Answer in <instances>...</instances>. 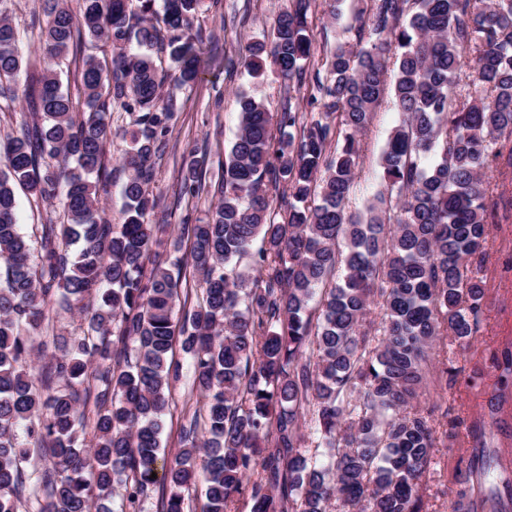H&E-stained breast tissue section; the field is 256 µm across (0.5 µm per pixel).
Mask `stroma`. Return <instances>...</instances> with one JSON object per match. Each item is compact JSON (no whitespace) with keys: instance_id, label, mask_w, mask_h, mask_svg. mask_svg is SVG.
<instances>
[{"instance_id":"35a3bbf8","label":"stroma","mask_w":512,"mask_h":512,"mask_svg":"<svg viewBox=\"0 0 512 512\" xmlns=\"http://www.w3.org/2000/svg\"><path fill=\"white\" fill-rule=\"evenodd\" d=\"M368 2L341 0L342 16L336 21L330 19L324 4H317L309 30L313 46L332 47L348 40L346 26L354 12L366 7ZM287 5L288 0H219L218 5H204L199 16L204 70L195 86L178 97L177 119L152 186L160 207L151 214V221L177 225L186 217L195 223L206 220L217 201L218 161L228 152L238 131V95L253 97L275 111L287 105L288 87L272 66H265L262 75L255 78L241 64L245 47L265 39L274 19ZM34 6L35 0H10L8 4L12 23L20 33L21 49L30 57L33 67L40 70L47 67L48 62L42 55L40 32L31 24ZM399 121V113L387 103L373 113L359 159V174L350 193L351 211H362L380 189V154ZM126 147L127 140L121 135L113 138L107 151L112 184L103 194L102 202L107 214L115 220L119 219L122 207L121 189L126 178L122 157ZM194 149L208 158L206 190L189 201L180 194L178 171L183 159ZM486 266L488 288L482 324L470 350L456 355V387L447 402L450 415L470 421L487 413L489 401L500 387L499 373L486 361V353L512 345V219L492 225ZM199 405L200 398L192 392L190 381H183L176 387L163 417V448L172 453L178 450L181 413L185 408ZM473 448V442L463 438L453 449H438L442 483L431 498L435 512H445L452 497L456 462L459 457L470 456Z\"/></svg>"}]
</instances>
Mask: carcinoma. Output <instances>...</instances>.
<instances>
[{"instance_id":"obj_1","label":"carcinoma","mask_w":512,"mask_h":512,"mask_svg":"<svg viewBox=\"0 0 512 512\" xmlns=\"http://www.w3.org/2000/svg\"><path fill=\"white\" fill-rule=\"evenodd\" d=\"M4 2L0 113L24 100L31 116L0 145V512L26 495L33 512H142L154 495L157 512H185L201 485L202 512H434L436 448L464 420L425 395L455 388L441 344L465 349L477 335L490 225L512 210L488 177L512 175V0H370L354 42L322 55L307 35L316 0H289L242 60L253 74L269 60L314 112L241 97L219 204L201 224L184 218L168 244L148 219L152 184L177 92L200 77L203 0H77L76 14L68 0H41L32 24L52 65L32 89L19 83ZM101 43L108 60L91 53ZM82 50L77 112L57 67ZM387 98L402 119L381 154L383 188L352 213L361 138ZM118 111L134 119L115 224L99 195ZM204 163L186 159L182 196L199 195ZM18 188L63 204L62 220L41 225L35 260ZM248 254L251 271L236 270ZM53 302L87 328L35 335ZM177 344L205 402L183 411L168 456ZM37 355L47 362L36 379ZM489 359L501 381L512 375L511 351ZM23 437L50 463L36 475ZM491 462L503 478L484 494ZM511 469L500 448L479 467L459 460L451 512L477 493L488 512H508Z\"/></svg>"}]
</instances>
